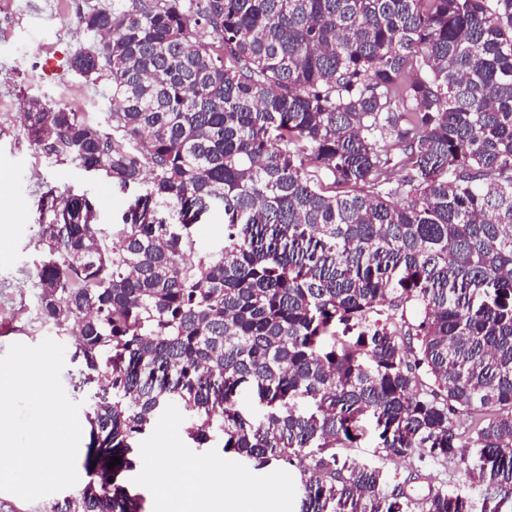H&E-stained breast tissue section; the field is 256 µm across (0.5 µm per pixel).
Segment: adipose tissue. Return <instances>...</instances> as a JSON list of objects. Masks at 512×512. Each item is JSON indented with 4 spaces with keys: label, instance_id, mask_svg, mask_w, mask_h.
<instances>
[{
    "label": "adipose tissue",
    "instance_id": "adipose-tissue-1",
    "mask_svg": "<svg viewBox=\"0 0 512 512\" xmlns=\"http://www.w3.org/2000/svg\"><path fill=\"white\" fill-rule=\"evenodd\" d=\"M141 480L172 512H270L283 498L276 482L257 486L214 460L189 468L176 445L140 451Z\"/></svg>",
    "mask_w": 512,
    "mask_h": 512
}]
</instances>
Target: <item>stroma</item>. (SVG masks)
I'll use <instances>...</instances> for the list:
<instances>
[{"instance_id":"stroma-1","label":"stroma","mask_w":512,"mask_h":512,"mask_svg":"<svg viewBox=\"0 0 512 512\" xmlns=\"http://www.w3.org/2000/svg\"><path fill=\"white\" fill-rule=\"evenodd\" d=\"M57 2V10L50 13L44 9L45 0H0V179L7 182L0 193V355L16 342L33 346L59 336L43 322L36 307L38 270L45 255L40 227L54 221L46 193L61 199L73 195L91 199L98 236L106 244L111 243L133 196L132 190L85 171L71 158L46 157L28 141L21 105L31 96L50 106L68 107L73 100H83L92 121L107 129L112 126V91L107 81H87L67 67L74 53L95 42L92 35L76 31L78 15L111 7L112 0ZM49 57L55 58L56 68L48 74L43 66ZM179 446L187 459L220 461L226 471L247 474L254 483L275 480L285 490L288 512H299L302 484L297 467L274 461L257 470L217 449L203 454L187 438ZM339 454L383 467L386 489L404 481L409 492L418 495L428 486L451 482L469 499L472 512L484 510L483 486L466 480L462 470L449 472L432 464L424 469L422 479L408 482L415 461L383 459L372 425H365L355 447L340 449Z\"/></svg>"}]
</instances>
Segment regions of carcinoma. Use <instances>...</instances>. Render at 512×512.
<instances>
[{"label":"carcinoma","mask_w":512,"mask_h":512,"mask_svg":"<svg viewBox=\"0 0 512 512\" xmlns=\"http://www.w3.org/2000/svg\"><path fill=\"white\" fill-rule=\"evenodd\" d=\"M77 25L112 130L30 97L27 138L142 191L110 245L84 196L52 198L41 225L39 313L90 398L86 481L52 512H144L124 474L173 406L200 447L219 434L257 469L298 464L300 512H471L446 485L408 493L418 469L388 493L380 468L340 459L367 418L391 460L476 449L465 474L500 512L512 0H129ZM213 208L224 246L193 262ZM244 388L260 415L236 408Z\"/></svg>","instance_id":"cac0c4a2"}]
</instances>
